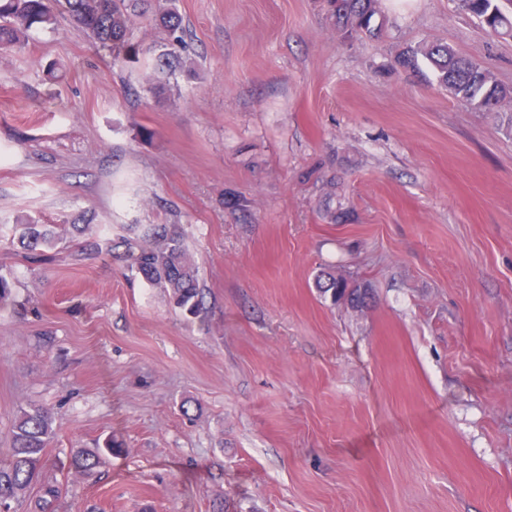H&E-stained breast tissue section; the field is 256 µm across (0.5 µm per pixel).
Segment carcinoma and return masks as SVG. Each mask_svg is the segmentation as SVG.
Returning a JSON list of instances; mask_svg holds the SVG:
<instances>
[{"mask_svg": "<svg viewBox=\"0 0 512 512\" xmlns=\"http://www.w3.org/2000/svg\"><path fill=\"white\" fill-rule=\"evenodd\" d=\"M458 8L479 18H487L492 31L512 36V17L505 14L498 0H456ZM378 0H326L327 12L336 28L347 39L357 36L376 37L382 25L376 23ZM135 0H0V48L16 45L35 25L55 26L61 13L84 31L93 43L112 51V61L121 62L133 17ZM156 21L168 34L167 48L154 55L151 70L170 73L179 63L176 48L183 43L182 20L178 14L162 9ZM427 64L437 83L451 95L474 108L496 112L499 98L509 90L489 79L488 71L479 63L459 56L443 43L409 46L394 56L392 67L408 74H420L421 64ZM18 243L23 249L20 257L30 264L39 263L45 253L61 243L56 225L22 220L14 225ZM137 238L125 236L87 241L83 251L87 256H112L124 248L130 260L129 268L147 281L165 289L169 301L184 315L204 319L206 308L198 287L197 267L187 252L181 233L171 224H134ZM351 285L342 275L322 274L317 287L323 295L336 302V287ZM53 436L52 413L44 408L22 409L15 417L11 446L6 460L0 464V508L12 512V503L32 484L39 481V466L44 449ZM123 449L107 437L94 448H81L71 459L76 474H88L106 460L119 456ZM41 482V481H39ZM42 494L35 502L34 512H48L49 507L62 497L60 486L41 482Z\"/></svg>", "mask_w": 512, "mask_h": 512, "instance_id": "obj_1", "label": "carcinoma"}]
</instances>
